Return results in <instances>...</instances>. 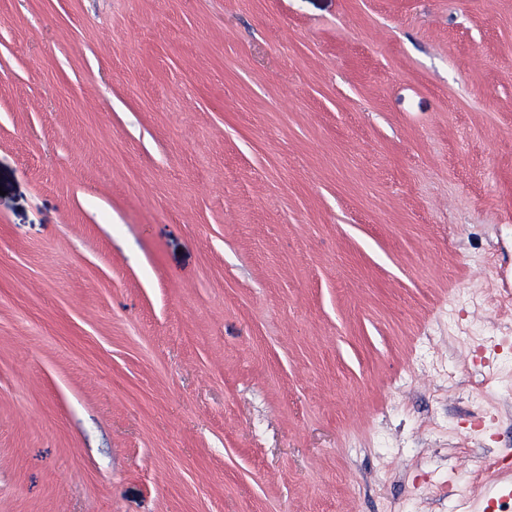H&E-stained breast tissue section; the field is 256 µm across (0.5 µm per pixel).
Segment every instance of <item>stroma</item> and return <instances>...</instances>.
Instances as JSON below:
<instances>
[{"mask_svg":"<svg viewBox=\"0 0 512 512\" xmlns=\"http://www.w3.org/2000/svg\"><path fill=\"white\" fill-rule=\"evenodd\" d=\"M507 294L512 0H0V512H483Z\"/></svg>","mask_w":512,"mask_h":512,"instance_id":"stroma-1","label":"stroma"}]
</instances>
